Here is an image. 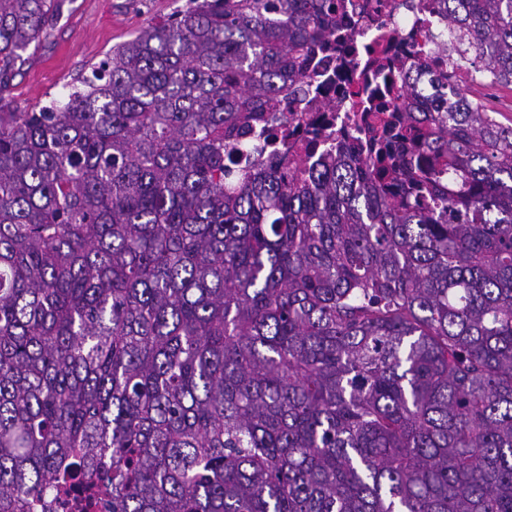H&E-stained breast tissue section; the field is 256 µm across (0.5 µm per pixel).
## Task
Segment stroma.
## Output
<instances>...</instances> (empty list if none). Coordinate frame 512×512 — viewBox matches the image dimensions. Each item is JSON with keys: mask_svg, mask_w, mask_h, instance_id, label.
I'll return each mask as SVG.
<instances>
[{"mask_svg": "<svg viewBox=\"0 0 512 512\" xmlns=\"http://www.w3.org/2000/svg\"><path fill=\"white\" fill-rule=\"evenodd\" d=\"M186 0H57L47 31L17 60L0 89V110L27 112L59 97L67 84L90 72L139 30L162 22Z\"/></svg>", "mask_w": 512, "mask_h": 512, "instance_id": "stroma-1", "label": "stroma"}]
</instances>
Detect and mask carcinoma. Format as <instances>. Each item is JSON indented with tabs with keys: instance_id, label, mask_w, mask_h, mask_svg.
I'll return each instance as SVG.
<instances>
[{
	"instance_id": "1",
	"label": "carcinoma",
	"mask_w": 512,
	"mask_h": 512,
	"mask_svg": "<svg viewBox=\"0 0 512 512\" xmlns=\"http://www.w3.org/2000/svg\"><path fill=\"white\" fill-rule=\"evenodd\" d=\"M364 152L239 140L338 0H187L0 112V512H512V0H439ZM55 0H0V87ZM396 62L375 61L383 87ZM470 94L480 96L487 107L494 112H501L500 120L508 123L512 119V87L496 85L489 88L476 86Z\"/></svg>"
}]
</instances>
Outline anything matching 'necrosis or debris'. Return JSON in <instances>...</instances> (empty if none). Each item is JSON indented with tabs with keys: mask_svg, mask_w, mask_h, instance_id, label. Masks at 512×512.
I'll return each instance as SVG.
<instances>
[{
	"mask_svg": "<svg viewBox=\"0 0 512 512\" xmlns=\"http://www.w3.org/2000/svg\"><path fill=\"white\" fill-rule=\"evenodd\" d=\"M442 22L434 0H343L337 25L362 51L315 56L308 92L288 123L285 152L301 154L310 166L326 151L355 145L359 106L354 92L363 83L371 55L385 52L399 66H411L416 59L428 58L433 48L428 34Z\"/></svg>",
	"mask_w": 512,
	"mask_h": 512,
	"instance_id": "1",
	"label": "necrosis or debris"
}]
</instances>
